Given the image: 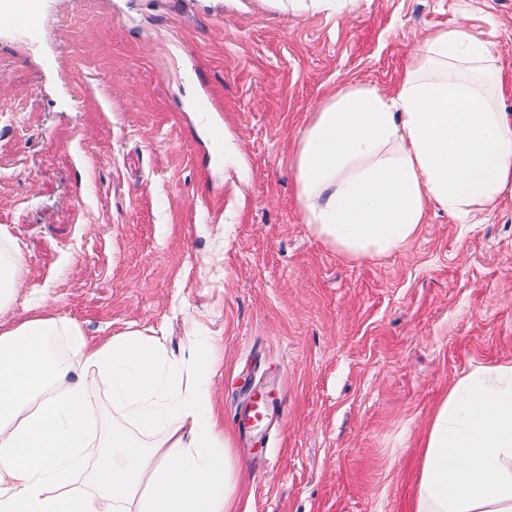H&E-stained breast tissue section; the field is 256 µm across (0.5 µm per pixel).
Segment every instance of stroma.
Here are the masks:
<instances>
[{
	"label": "stroma",
	"instance_id": "1",
	"mask_svg": "<svg viewBox=\"0 0 512 512\" xmlns=\"http://www.w3.org/2000/svg\"><path fill=\"white\" fill-rule=\"evenodd\" d=\"M39 4L0 26V243L23 254L0 320L38 296L93 342L215 337L237 512H410L449 385L512 361V194L473 231L433 206L404 248L354 258L306 224L294 158L338 88L391 91L459 0ZM468 22L512 115V0H469ZM258 393L280 420L237 435Z\"/></svg>",
	"mask_w": 512,
	"mask_h": 512
}]
</instances>
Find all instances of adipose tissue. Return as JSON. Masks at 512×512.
<instances>
[{
    "mask_svg": "<svg viewBox=\"0 0 512 512\" xmlns=\"http://www.w3.org/2000/svg\"><path fill=\"white\" fill-rule=\"evenodd\" d=\"M493 86L489 44L461 21L433 31L393 92L337 90L295 157L307 224L356 258L405 247L432 204L481 224L512 194V119ZM217 365L207 336L176 358L136 331L91 342L62 318L0 325V512H236L242 465L212 408ZM92 382L125 419L101 437ZM416 484L412 512H512V362L455 379Z\"/></svg>",
    "mask_w": 512,
    "mask_h": 512,
    "instance_id": "obj_1",
    "label": "adipose tissue"
}]
</instances>
